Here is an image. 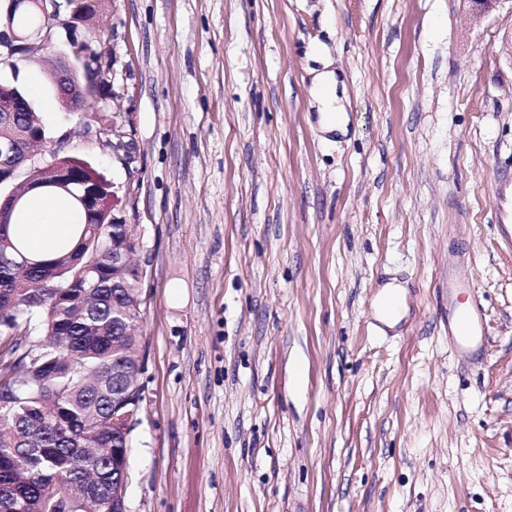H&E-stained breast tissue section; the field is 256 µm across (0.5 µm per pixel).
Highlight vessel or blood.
Segmentation results:
<instances>
[{
    "instance_id": "vessel-or-blood-1",
    "label": "vessel or blood",
    "mask_w": 512,
    "mask_h": 512,
    "mask_svg": "<svg viewBox=\"0 0 512 512\" xmlns=\"http://www.w3.org/2000/svg\"><path fill=\"white\" fill-rule=\"evenodd\" d=\"M494 197L497 235L512 246V178L498 181ZM448 334L462 354L484 348L488 334L486 312L473 284L453 275L448 278Z\"/></svg>"
}]
</instances>
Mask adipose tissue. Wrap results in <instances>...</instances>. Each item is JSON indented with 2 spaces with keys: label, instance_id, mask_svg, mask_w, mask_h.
Segmentation results:
<instances>
[{
  "label": "adipose tissue",
  "instance_id": "adipose-tissue-1",
  "mask_svg": "<svg viewBox=\"0 0 512 512\" xmlns=\"http://www.w3.org/2000/svg\"><path fill=\"white\" fill-rule=\"evenodd\" d=\"M312 93L320 104L322 127L330 132L346 133L348 117L339 94L336 73L328 70L316 74L312 80ZM12 231L34 244L40 256L54 254L61 245H72L77 241L68 200L37 191L28 195L22 220L13 225Z\"/></svg>",
  "mask_w": 512,
  "mask_h": 512
}]
</instances>
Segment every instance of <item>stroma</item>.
<instances>
[{"instance_id":"1","label":"stroma","mask_w":512,"mask_h":512,"mask_svg":"<svg viewBox=\"0 0 512 512\" xmlns=\"http://www.w3.org/2000/svg\"><path fill=\"white\" fill-rule=\"evenodd\" d=\"M47 127L110 181L145 298L128 512H512V0H101ZM332 65L344 136L311 95ZM486 310L448 337L449 273ZM404 283L394 328L373 307ZM101 41L103 39L100 35L90 33L87 38L77 37L72 42L71 48L78 53L70 49L67 41L65 48L53 52L51 71L56 78L54 89L57 96L71 105L72 109L75 104L82 106L102 83L103 55L91 50L83 52L87 43L92 47H101ZM74 71L78 72L73 73ZM80 71L85 75L83 81H73L72 79H82ZM494 217L498 237L512 246V178L500 180L494 190Z\"/></svg>"}]
</instances>
